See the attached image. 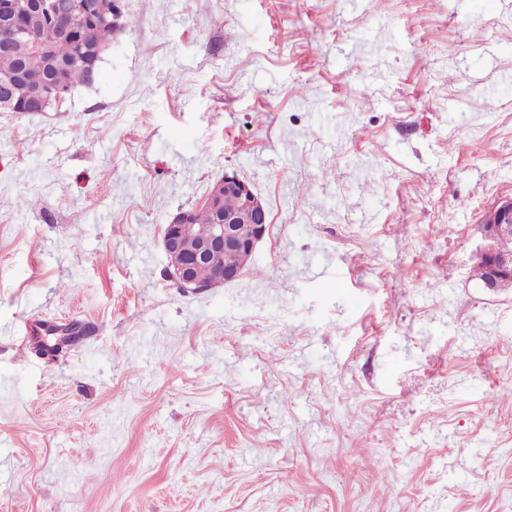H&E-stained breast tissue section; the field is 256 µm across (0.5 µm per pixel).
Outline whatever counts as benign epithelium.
<instances>
[{"mask_svg": "<svg viewBox=\"0 0 512 512\" xmlns=\"http://www.w3.org/2000/svg\"><path fill=\"white\" fill-rule=\"evenodd\" d=\"M39 12L49 26L40 36H34L20 21L29 8L27 0H0V16L12 19L9 25L0 27V48L3 50H42L55 39L71 40L77 45L80 56L91 59L97 46L90 37V27L104 23L116 31L124 29L123 14L118 0H74L68 19L59 17L57 0H36ZM50 92L40 89L34 99L40 105L31 109L17 106L6 99L0 107L15 112L45 111ZM236 194L241 206L235 212L223 209V193ZM202 204L211 208L214 224L200 234L191 223L192 210H180L164 225L162 246L169 259L168 277L185 293H200L233 282L241 276V270L224 265V252L247 250L254 252L256 245L267 234L268 213L260 198L249 184L235 175H224L204 197ZM482 245L474 257V266L483 269L480 288L497 293L512 288V197L489 208L478 225ZM201 263L210 264L215 275L208 282H200L195 269Z\"/></svg>", "mask_w": 512, "mask_h": 512, "instance_id": "benign-epithelium-1", "label": "benign epithelium"}]
</instances>
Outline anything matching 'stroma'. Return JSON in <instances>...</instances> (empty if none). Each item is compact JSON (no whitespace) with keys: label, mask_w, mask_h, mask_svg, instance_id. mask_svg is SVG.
Returning <instances> with one entry per match:
<instances>
[{"label":"stroma","mask_w":512,"mask_h":512,"mask_svg":"<svg viewBox=\"0 0 512 512\" xmlns=\"http://www.w3.org/2000/svg\"><path fill=\"white\" fill-rule=\"evenodd\" d=\"M122 7L0 112V512H512V0ZM227 173L269 233L183 293L162 228ZM478 230L482 245L475 253L474 267H481L484 275L474 269L473 277L488 293L512 288V197L489 208Z\"/></svg>","instance_id":"35a3bbf8"}]
</instances>
